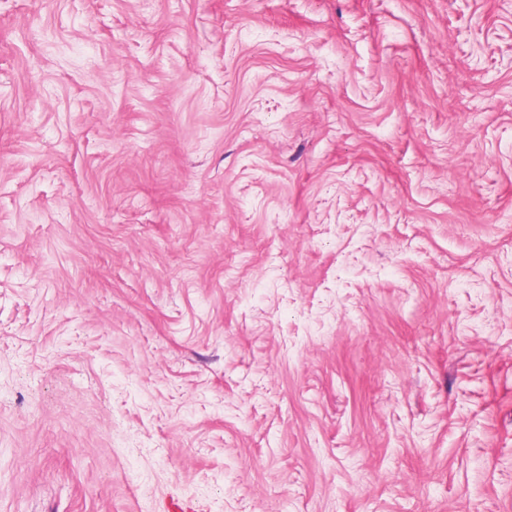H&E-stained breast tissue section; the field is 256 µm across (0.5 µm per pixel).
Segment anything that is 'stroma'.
<instances>
[{
  "instance_id": "35a3bbf8",
  "label": "stroma",
  "mask_w": 512,
  "mask_h": 512,
  "mask_svg": "<svg viewBox=\"0 0 512 512\" xmlns=\"http://www.w3.org/2000/svg\"><path fill=\"white\" fill-rule=\"evenodd\" d=\"M512 512V0H0V512Z\"/></svg>"
}]
</instances>
